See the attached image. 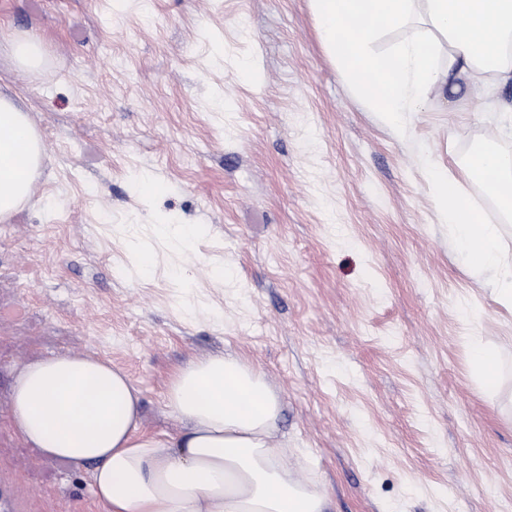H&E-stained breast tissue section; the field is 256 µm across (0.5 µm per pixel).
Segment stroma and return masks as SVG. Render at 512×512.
<instances>
[{"label":"stroma","instance_id":"stroma-1","mask_svg":"<svg viewBox=\"0 0 512 512\" xmlns=\"http://www.w3.org/2000/svg\"><path fill=\"white\" fill-rule=\"evenodd\" d=\"M24 32L46 62L1 55L0 91L45 155L31 202L0 221V512H105L90 465L13 429L23 363L110 360L160 433L177 428L176 368L217 352L263 374L273 441L330 512H512V311L429 179H461L512 252V218L463 173L487 139L512 162L494 117L512 83L459 78L393 126L329 55L311 0H0V40ZM162 224L199 225L190 256ZM479 344L503 357L494 398Z\"/></svg>","mask_w":512,"mask_h":512}]
</instances>
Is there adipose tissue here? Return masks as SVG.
<instances>
[{
    "instance_id": "ef3b65f1",
    "label": "adipose tissue",
    "mask_w": 512,
    "mask_h": 512,
    "mask_svg": "<svg viewBox=\"0 0 512 512\" xmlns=\"http://www.w3.org/2000/svg\"><path fill=\"white\" fill-rule=\"evenodd\" d=\"M329 54L359 92L394 123L466 75L512 80V0H312ZM426 20L448 42L446 55L420 34L383 55L372 44L385 29ZM43 143L21 103L0 92V219L32 197ZM512 211V165L496 140L484 141L466 166ZM434 198L455 244L477 272L493 275L495 302L512 308V256L502 227L481 222L460 183L440 168ZM178 420L173 434L141 431V392L111 362L62 355L22 365L12 387L16 432L45 454L92 464L91 485L106 512H328L327 496L295 483L285 449L272 443L280 402L264 377L233 356L188 362L164 400Z\"/></svg>"
}]
</instances>
